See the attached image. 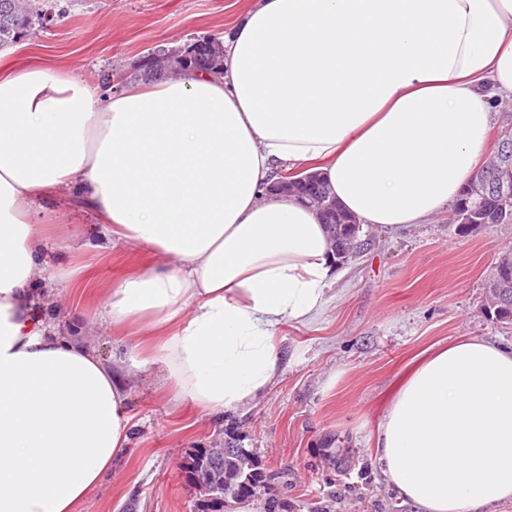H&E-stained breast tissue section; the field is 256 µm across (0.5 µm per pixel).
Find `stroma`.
I'll return each mask as SVG.
<instances>
[{
  "label": "stroma",
  "instance_id": "stroma-1",
  "mask_svg": "<svg viewBox=\"0 0 512 512\" xmlns=\"http://www.w3.org/2000/svg\"><path fill=\"white\" fill-rule=\"evenodd\" d=\"M254 0H53L47 27L0 50V68H59L119 94L117 74L149 53L223 36ZM55 235L68 249L47 255L64 279L42 308L65 339L81 343L121 380L131 418L130 449L112 462L79 512H198L180 466L195 448L233 435L260 469L281 480L254 499L285 512H412L372 460L376 428L404 375L427 349L458 336L512 343V325L485 307V284L512 224L460 236L439 215L406 229L363 227L368 248L337 265L323 314L288 323L275 341L281 370L255 400L210 412L178 398L145 363L132 330L99 319L110 289L157 257L117 244L84 249L100 228L79 209L56 208Z\"/></svg>",
  "mask_w": 512,
  "mask_h": 512
}]
</instances>
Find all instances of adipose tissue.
Listing matches in <instances>:
<instances>
[{
	"label": "adipose tissue",
	"instance_id": "ef3b65f1",
	"mask_svg": "<svg viewBox=\"0 0 512 512\" xmlns=\"http://www.w3.org/2000/svg\"><path fill=\"white\" fill-rule=\"evenodd\" d=\"M218 72L117 95L27 66L0 76V512H78L130 419L119 380L37 308L44 204L74 192L109 244L157 266L105 299L148 360L209 410L280 367L274 338L326 304L334 258L313 207L269 192L321 173L364 224H422L487 158L491 99L512 94V0H255ZM416 512L512 502V347L463 336L409 374L373 440Z\"/></svg>",
	"mask_w": 512,
	"mask_h": 512
}]
</instances>
